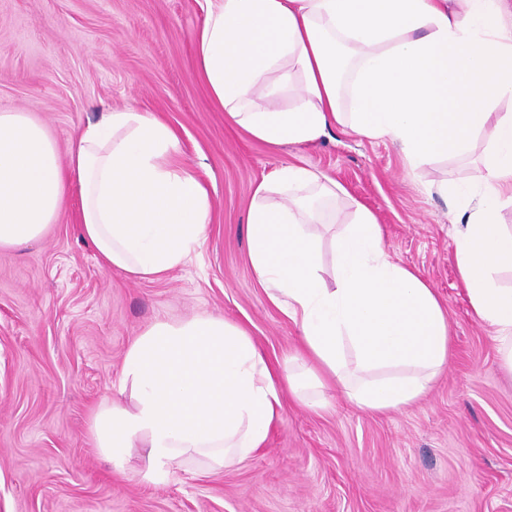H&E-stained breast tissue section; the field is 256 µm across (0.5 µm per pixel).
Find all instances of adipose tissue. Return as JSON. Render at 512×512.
I'll list each match as a JSON object with an SVG mask.
<instances>
[{
  "label": "adipose tissue",
  "mask_w": 512,
  "mask_h": 512,
  "mask_svg": "<svg viewBox=\"0 0 512 512\" xmlns=\"http://www.w3.org/2000/svg\"><path fill=\"white\" fill-rule=\"evenodd\" d=\"M210 0L195 66L227 119L278 148L320 140L334 126L395 144L417 167L486 139L478 191L447 183L456 199L459 278L492 327L512 374V288L492 276L512 268V232L497 214L512 203V0ZM292 91L296 104L275 97ZM510 102V110L497 111ZM178 133L132 108L88 124L60 165L47 129L0 111V250L45 236L70 186L82 230L104 264L155 279L201 249L209 196L174 160ZM343 189L302 166L260 182L248 215L251 266L270 302L301 327L304 375L277 367L248 330L196 315L151 323L128 347L116 396L92 411L88 438L110 471L140 456L142 480L176 465L218 473L252 456L279 417L282 393L309 409L310 389L337 390L358 407L398 411L424 397L448 364V319L435 291L383 247L374 214L357 206L332 232L335 287L321 275L322 234L304 194Z\"/></svg>",
  "instance_id": "ef3b65f1"
}]
</instances>
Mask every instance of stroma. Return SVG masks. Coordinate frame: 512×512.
Segmentation results:
<instances>
[{
  "instance_id": "obj_1",
  "label": "stroma",
  "mask_w": 512,
  "mask_h": 512,
  "mask_svg": "<svg viewBox=\"0 0 512 512\" xmlns=\"http://www.w3.org/2000/svg\"><path fill=\"white\" fill-rule=\"evenodd\" d=\"M208 0H0V111L29 113L60 162L88 122L133 108L180 133L178 162L206 187L204 246L154 280L108 269L81 230L70 187L40 242L0 251V512H512V376L459 279L455 204L427 191L475 187L485 144L410 167L385 139L335 127L271 148L231 124L195 66ZM296 164L345 191L325 221L366 206L393 261L418 271L448 314V366L419 401L372 413L333 394L322 410L283 395L263 448L219 474L173 467L152 484L108 470L87 438L126 350L158 319L211 314L244 326L272 362L301 329L250 263L256 185Z\"/></svg>"
}]
</instances>
